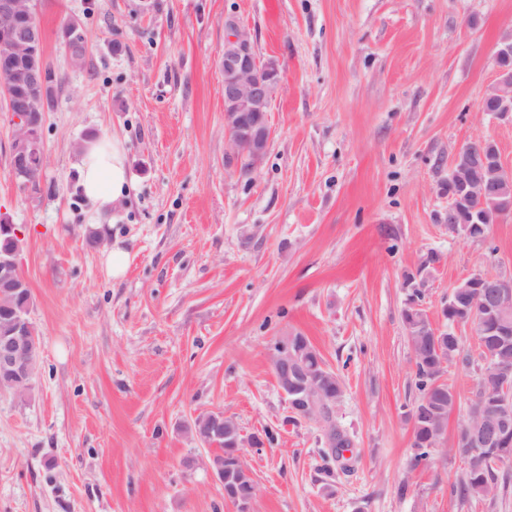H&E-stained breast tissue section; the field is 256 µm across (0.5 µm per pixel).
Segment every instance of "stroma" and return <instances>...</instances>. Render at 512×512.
Masks as SVG:
<instances>
[{
    "label": "stroma",
    "mask_w": 512,
    "mask_h": 512,
    "mask_svg": "<svg viewBox=\"0 0 512 512\" xmlns=\"http://www.w3.org/2000/svg\"><path fill=\"white\" fill-rule=\"evenodd\" d=\"M55 96L38 190L10 169L0 101V212L22 233L19 270L40 338L25 399L0 392V512H234L189 431L232 417L254 512H512V479L453 493L456 451L483 362L445 375L457 405L414 464L418 398L403 275L439 253L422 308L444 329L453 285L512 269V217L488 243L449 233L459 145L493 140L512 167V122L482 111L512 0H34ZM281 66L261 166L242 173L224 136L226 20ZM78 23L86 63L63 32ZM117 135L131 189L101 218L78 186L81 145ZM129 254L112 279L104 255ZM301 333L339 375L337 425L355 448L325 491L318 424L288 423L269 355Z\"/></svg>",
    "instance_id": "obj_1"
}]
</instances>
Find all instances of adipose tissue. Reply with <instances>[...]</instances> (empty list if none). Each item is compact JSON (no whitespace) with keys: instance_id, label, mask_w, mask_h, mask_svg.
<instances>
[{"instance_id":"1","label":"adipose tissue","mask_w":512,"mask_h":512,"mask_svg":"<svg viewBox=\"0 0 512 512\" xmlns=\"http://www.w3.org/2000/svg\"><path fill=\"white\" fill-rule=\"evenodd\" d=\"M80 183L96 211L116 204L128 184L124 147L117 138H95L85 142L79 153Z\"/></svg>"}]
</instances>
